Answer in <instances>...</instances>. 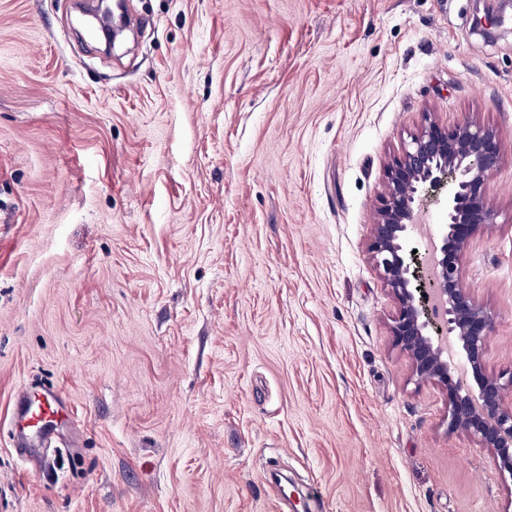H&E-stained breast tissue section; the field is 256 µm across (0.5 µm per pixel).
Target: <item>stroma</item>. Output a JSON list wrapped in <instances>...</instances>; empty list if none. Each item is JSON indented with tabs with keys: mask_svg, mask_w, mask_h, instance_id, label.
<instances>
[{
	"mask_svg": "<svg viewBox=\"0 0 512 512\" xmlns=\"http://www.w3.org/2000/svg\"><path fill=\"white\" fill-rule=\"evenodd\" d=\"M0 0V512H512L369 253L426 120L496 130L459 261L512 369V0ZM77 424L40 466L24 385Z\"/></svg>",
	"mask_w": 512,
	"mask_h": 512,
	"instance_id": "1",
	"label": "stroma"
}]
</instances>
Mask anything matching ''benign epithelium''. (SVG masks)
Masks as SVG:
<instances>
[{
	"label": "benign epithelium",
	"instance_id": "benign-epithelium-1",
	"mask_svg": "<svg viewBox=\"0 0 512 512\" xmlns=\"http://www.w3.org/2000/svg\"><path fill=\"white\" fill-rule=\"evenodd\" d=\"M501 160L496 132L464 122L427 125L387 171L386 192L373 224L370 251L396 296L393 342L411 360L414 375L437 383L448 397V432H464L494 452L495 466L512 477V389L488 373L484 355L493 317L461 288L458 258L474 232L494 223L485 178ZM449 186L446 222L419 250L423 223L417 197Z\"/></svg>",
	"mask_w": 512,
	"mask_h": 512
}]
</instances>
